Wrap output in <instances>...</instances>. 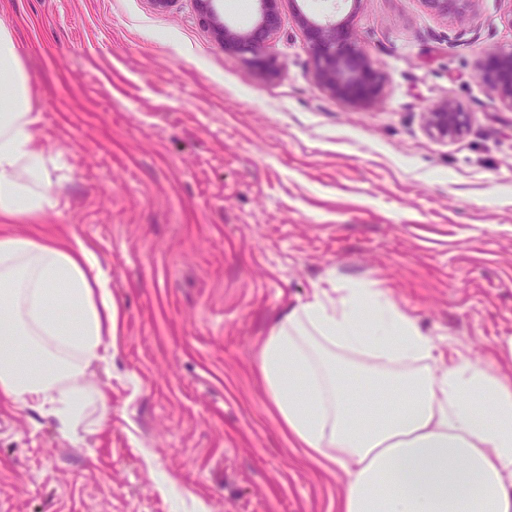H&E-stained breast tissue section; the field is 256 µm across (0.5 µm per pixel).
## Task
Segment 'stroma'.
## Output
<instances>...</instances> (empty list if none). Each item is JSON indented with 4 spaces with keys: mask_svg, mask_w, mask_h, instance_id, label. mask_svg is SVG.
Here are the masks:
<instances>
[{
    "mask_svg": "<svg viewBox=\"0 0 512 512\" xmlns=\"http://www.w3.org/2000/svg\"><path fill=\"white\" fill-rule=\"evenodd\" d=\"M331 7L283 0L267 74L196 0H0L54 161L58 206L29 230L81 238L119 310L79 438L0 401V512H336L342 474L289 446L254 372L315 287L376 284L446 353L512 336V111L476 70L512 44V0L463 22L361 0L386 77L363 110L312 78L296 14ZM446 98L471 115L448 143L424 128Z\"/></svg>",
    "mask_w": 512,
    "mask_h": 512,
    "instance_id": "1",
    "label": "stroma"
}]
</instances>
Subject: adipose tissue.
<instances>
[{"mask_svg":"<svg viewBox=\"0 0 512 512\" xmlns=\"http://www.w3.org/2000/svg\"><path fill=\"white\" fill-rule=\"evenodd\" d=\"M23 55L0 22V400L72 438L118 313L80 239L17 230L58 204ZM436 352L366 282L314 289L272 322L256 373L292 446L346 475L337 512H512V379Z\"/></svg>","mask_w":512,"mask_h":512,"instance_id":"ef3b65f1","label":"adipose tissue"}]
</instances>
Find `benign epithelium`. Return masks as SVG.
<instances>
[{
  "mask_svg": "<svg viewBox=\"0 0 512 512\" xmlns=\"http://www.w3.org/2000/svg\"><path fill=\"white\" fill-rule=\"evenodd\" d=\"M202 16L213 29L219 44L250 53L258 61L269 60L266 52L281 25L282 0H256L258 9L254 22L247 27L228 25L215 6L216 0H197ZM430 15L461 21L474 15L476 0H419ZM307 42L314 51L313 79L330 96L354 108L372 106L382 93L385 77L378 63L360 49L349 30L350 19L329 16L313 19L297 13ZM477 69L479 77L504 109L512 111V45L501 47L482 58ZM471 116L457 102L445 99L424 114L428 134L441 141H454L470 128Z\"/></svg>",
  "mask_w": 512,
  "mask_h": 512,
  "instance_id": "7a95c632",
  "label": "benign epithelium"
}]
</instances>
